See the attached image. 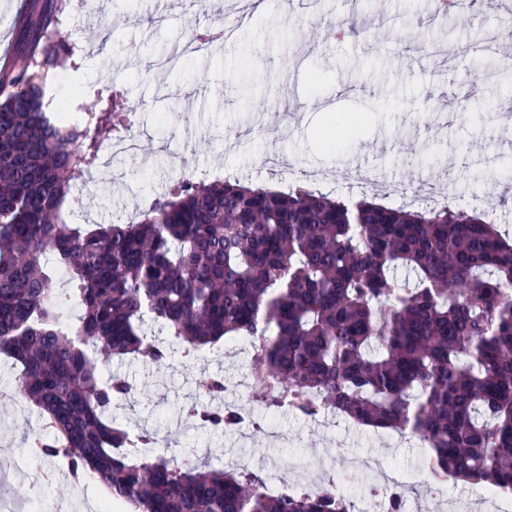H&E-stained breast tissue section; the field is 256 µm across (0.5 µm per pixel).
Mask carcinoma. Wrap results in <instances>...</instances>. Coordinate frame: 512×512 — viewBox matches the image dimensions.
<instances>
[{
    "instance_id": "1",
    "label": "carcinoma",
    "mask_w": 512,
    "mask_h": 512,
    "mask_svg": "<svg viewBox=\"0 0 512 512\" xmlns=\"http://www.w3.org/2000/svg\"><path fill=\"white\" fill-rule=\"evenodd\" d=\"M64 7L28 0L17 69L0 86V353L53 434L36 453L67 456L74 479L133 512H351L338 492H271L253 471L144 452L155 438L112 420L131 387L104 367L169 363L148 319L186 357L250 339L260 407L411 427L436 482L512 490V238L451 203H351L222 177L184 176L128 223H66L103 140L128 127L121 112L89 131L49 120L46 86L74 55L56 27ZM68 303L81 310L71 331L56 325ZM189 413L241 424L219 407Z\"/></svg>"
}]
</instances>
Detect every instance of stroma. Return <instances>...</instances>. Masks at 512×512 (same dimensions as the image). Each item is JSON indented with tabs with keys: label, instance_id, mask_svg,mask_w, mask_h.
Instances as JSON below:
<instances>
[{
	"label": "stroma",
	"instance_id": "35a3bbf8",
	"mask_svg": "<svg viewBox=\"0 0 512 512\" xmlns=\"http://www.w3.org/2000/svg\"><path fill=\"white\" fill-rule=\"evenodd\" d=\"M192 16L197 27L211 22L195 16L191 0H66L64 30L78 51L60 73L57 97L73 96L83 112H123L140 137L138 152L120 162L126 180L94 169L86 187L90 223H112L115 209L138 208L162 192L172 161L197 176L208 171L277 188L265 159L279 155L301 169L341 173L363 165L394 206L417 203L425 188L440 203L478 197L512 227V199L504 197L512 176V139L504 135L512 124V44L505 39L512 6L483 11L486 33L498 40L488 68L468 51L478 31L471 13L446 21L437 0H271L233 42L183 57L181 45L195 34ZM352 16L363 30L359 39L330 33L328 22ZM433 42L447 43L450 54H431ZM171 55L176 67L157 74L155 62ZM464 84L474 104L466 115L458 95ZM352 115L356 126L332 132V119ZM231 131L239 139H228ZM249 354L236 338L196 364L179 354L164 366L113 361L110 374L125 377L133 394L112 416L158 435L168 455L255 459L263 478L300 488L320 475L349 473L358 456L406 474L418 467L425 453L419 441L398 444L391 431L341 417L331 426L286 409L266 411L278 438L257 434L245 442L231 430L196 428L182 413L193 400L194 373H247ZM17 379V367L0 354V498L18 512H90L108 495L99 483L88 481L79 495L66 478L31 481L30 441L50 431L17 393Z\"/></svg>",
	"mask_w": 512,
	"mask_h": 512
}]
</instances>
